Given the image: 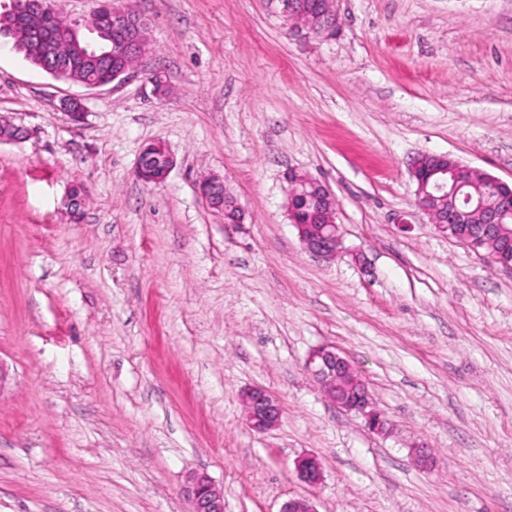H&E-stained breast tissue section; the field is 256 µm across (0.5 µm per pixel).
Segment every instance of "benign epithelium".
<instances>
[{
  "label": "benign epithelium",
  "mask_w": 512,
  "mask_h": 512,
  "mask_svg": "<svg viewBox=\"0 0 512 512\" xmlns=\"http://www.w3.org/2000/svg\"><path fill=\"white\" fill-rule=\"evenodd\" d=\"M15 11L24 12L32 19L40 17L44 11L43 0H20ZM285 17L307 30V33L320 38H329L334 34L338 17V0H319V9L312 14L300 15L293 8V2L283 3ZM66 32V40L61 45L47 42L42 54L43 69L57 79L73 80L87 88H100L110 85L114 88L124 84L136 72L138 64L146 53L145 42L149 40L147 22L139 15L126 10L116 0L105 5L99 11L98 26L91 32L93 38L80 42L75 30L66 22L60 23ZM120 54L125 65L97 79H86L79 70L88 61L99 66L104 59ZM434 185L418 178L421 158L417 157L410 166V175L416 183L415 206L426 214L430 223L445 233L450 224H469L471 232L464 244L471 249L489 237L503 235V213L499 208L474 210L470 207L469 197L448 203V211L436 210L432 203L437 194L449 197V193H458L459 185L465 181L480 179L484 184L497 187L503 184L499 178L469 164L455 160L447 155H432ZM173 159H168L163 168H154L139 158L136 173L145 182L159 184L163 182ZM288 217L296 228L304 249L316 257L333 260L342 252V236L336 223L334 195L320 181L304 174L293 173L289 176ZM310 188L322 203V223L301 222L295 215L293 197L297 188ZM305 368L316 379L326 398L337 407L354 412L365 419L370 431L382 434L389 430V422L371 406L365 381L352 379V364L341 356L336 349L323 345L314 349L307 357ZM348 383L346 396L336 397V388L341 381ZM245 417L249 427L257 433H265L278 426L282 408L277 397L263 386H253L244 394ZM299 479L310 487L322 484L323 472L319 462L313 456H303L296 461ZM183 494L191 504V512H224V493L204 474L190 476L183 487Z\"/></svg>",
  "instance_id": "1"
}]
</instances>
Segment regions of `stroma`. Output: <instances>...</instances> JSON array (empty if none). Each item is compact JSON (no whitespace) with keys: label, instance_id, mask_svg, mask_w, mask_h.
Wrapping results in <instances>:
<instances>
[{"label":"stroma","instance_id":"1","mask_svg":"<svg viewBox=\"0 0 512 512\" xmlns=\"http://www.w3.org/2000/svg\"><path fill=\"white\" fill-rule=\"evenodd\" d=\"M124 2L150 44L117 88L55 79L0 35V115L28 132L0 143V512H189L193 473L224 512H512V269L438 232L409 173L447 154L512 184V0H338L328 39L278 0ZM157 141L174 164L147 185ZM292 172L336 198L335 261L288 220ZM323 344L389 435L324 397L304 368ZM256 385L283 409L263 434ZM144 151L145 149L142 151L136 167V173L138 177L148 183H162L166 179L167 174L173 165L172 157L168 153L167 164L162 169L153 168L152 166L147 164V160L144 158ZM245 417L249 427L266 433L278 426L282 408L277 397L263 386H253L244 394ZM296 472L299 479L310 487L322 484L323 472L319 462L313 456H303L296 461Z\"/></svg>","mask_w":512,"mask_h":512}]
</instances>
